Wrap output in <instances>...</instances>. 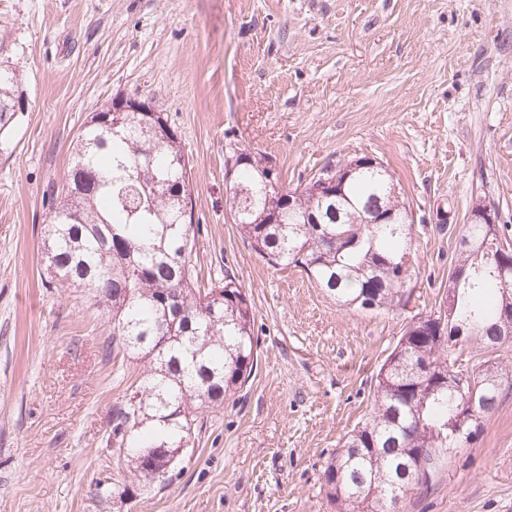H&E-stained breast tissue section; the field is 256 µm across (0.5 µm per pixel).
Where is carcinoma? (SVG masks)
Listing matches in <instances>:
<instances>
[{
    "label": "carcinoma",
    "mask_w": 512,
    "mask_h": 512,
    "mask_svg": "<svg viewBox=\"0 0 512 512\" xmlns=\"http://www.w3.org/2000/svg\"><path fill=\"white\" fill-rule=\"evenodd\" d=\"M18 69L0 79V109L22 98ZM65 182L43 196L44 247L50 278L61 288H84L107 310V350L149 361L112 410L117 467L144 484L164 483L152 459L194 441L209 410L243 390L258 361L255 308L229 272L207 283L194 261L196 233L192 168L162 112L132 107L93 112L73 140ZM237 185L226 202L252 250L273 267L302 268L343 309L399 311L410 301L415 242L410 206L401 224H367L386 199L390 176L369 161L338 178L339 195L312 185L288 205V194L266 187L268 159L243 150ZM319 223L313 224L311 216ZM512 239L497 224L462 225L449 274L460 276L452 323L432 314L412 317L375 378L374 405L347 434L323 471L335 512H399V502L425 490L441 467L440 450L459 448L488 427L512 390V371L493 373L459 362L448 335L500 358L503 310L512 308V283L499 278L483 240ZM481 375L482 397L466 406L455 374ZM144 402H133L136 394Z\"/></svg>",
    "instance_id": "1"
}]
</instances>
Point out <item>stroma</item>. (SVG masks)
<instances>
[{
	"instance_id": "obj_1",
	"label": "stroma",
	"mask_w": 512,
	"mask_h": 512,
	"mask_svg": "<svg viewBox=\"0 0 512 512\" xmlns=\"http://www.w3.org/2000/svg\"><path fill=\"white\" fill-rule=\"evenodd\" d=\"M27 109L0 130V512H332L323 470L373 404L403 328L437 311L476 197L512 228V0H0ZM164 112L192 164L197 270L232 269L258 370L162 485L118 470L112 407L144 364L106 354L107 314L49 282L41 227L90 112ZM288 188L369 156L414 217L412 297L342 311L232 221L230 145ZM405 512H512V396Z\"/></svg>"
}]
</instances>
